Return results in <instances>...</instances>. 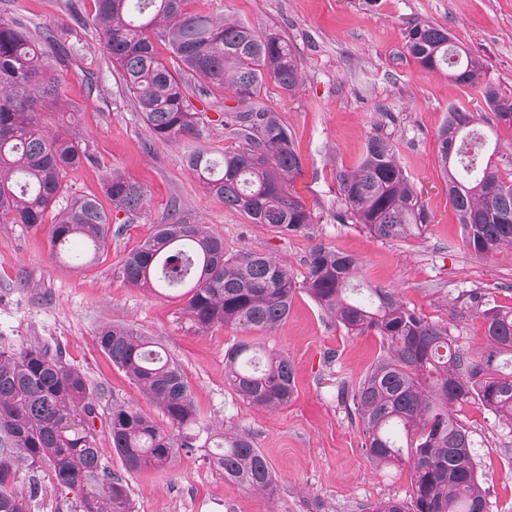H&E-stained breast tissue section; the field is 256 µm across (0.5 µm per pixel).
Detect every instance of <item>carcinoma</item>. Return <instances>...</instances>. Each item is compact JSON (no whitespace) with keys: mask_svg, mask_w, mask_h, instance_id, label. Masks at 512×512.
<instances>
[{"mask_svg":"<svg viewBox=\"0 0 512 512\" xmlns=\"http://www.w3.org/2000/svg\"><path fill=\"white\" fill-rule=\"evenodd\" d=\"M91 25L120 71L136 111L163 143L222 126L239 140L215 156L187 157L203 187L253 224L296 233L314 215L293 190L302 161L278 113L255 105L266 82L288 95L302 82L296 50L278 32L259 34L234 18L186 9L187 0H92ZM164 43L169 57L159 54ZM407 53L422 68L448 72L477 91L496 122L512 123V96L485 79L483 61L460 47L448 29L429 22L406 31ZM64 78L48 47L22 22L0 16V223L37 226L51 221V250L81 239L104 248L117 214L128 223L146 204L141 184L118 171L103 184L108 205L64 183L68 171L90 162L78 137L49 132L42 113L63 102ZM237 102L211 119L190 96L213 91ZM477 115L448 110L437 133L448 199L472 253L512 251V150L494 147ZM340 224H359L385 240L420 238L432 215L401 165L391 134L377 129L357 168L338 175ZM303 288L325 314L350 332L373 330L380 351L341 400L361 425L362 449L379 465H405L409 495L388 498L372 512H490L486 478L477 467L470 431L455 408L474 404L512 424V308L490 305L481 293L468 300L485 324V346H459L446 325L410 309L393 288H358L359 261L318 245L311 249ZM137 288L185 289L184 311L197 329L231 326L269 331L287 319L297 289L288 267L270 254L224 252V238L204 224L173 220L122 260ZM101 351L158 406L164 429L139 409L114 405L107 414L112 448L128 471L166 466L179 450L196 446L200 417L175 360L130 324L105 323ZM224 376L247 404L268 410L291 401L295 369L282 353L249 338L224 353ZM94 389L62 352L40 346L0 349V512H30L32 496L18 472H52L55 486L77 494L75 512H134L126 481L103 463L92 426ZM211 463L224 480L274 493L276 475L251 438L229 424L210 432Z\"/></svg>","mask_w":512,"mask_h":512,"instance_id":"carcinoma-1","label":"carcinoma"}]
</instances>
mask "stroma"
<instances>
[{
  "mask_svg": "<svg viewBox=\"0 0 512 512\" xmlns=\"http://www.w3.org/2000/svg\"><path fill=\"white\" fill-rule=\"evenodd\" d=\"M187 8L234 17L260 33L279 32L300 56L299 91L288 95L269 82L259 104L278 112L293 134L303 162L295 189L313 210L314 224L292 235L275 233L226 208L201 185L186 157L195 150L223 152L231 144L223 128L173 143L152 138L88 22L91 0H0L1 15L52 39L51 60L66 76L70 108L48 113V125L75 133L92 158L69 172L73 190L101 195L103 179L117 170L147 191L140 217L119 225L96 260L82 267L51 254L48 225L0 223V348H58L66 363L86 373L97 391V445L106 465L126 480L136 512H368L381 500L407 497V467L367 457L362 430L338 397L339 388L357 384L376 358L375 332L336 325L297 288L287 320L255 335L262 347L288 355L297 391L279 409L254 407L224 378V352L241 332L224 326L197 331L177 293L134 287L120 266L175 209L187 223L220 234L227 252L268 253L298 281L316 245L353 255L365 281L397 289L409 307L449 325L460 346L480 347L484 325L466 308V293L476 290L492 304L512 307V254L481 258L462 247L437 131L449 107L484 116L489 109L473 89L419 66L405 49V32L424 20L447 28L483 60L487 80L512 94V0H188ZM381 124L392 132L398 157L433 214L423 238L390 242L336 221L337 175L358 165ZM105 323L133 325L174 358L205 423L230 421L249 434L276 473L275 496L226 482L207 447L179 453L163 469L125 470L107 429L112 404L135 406L161 425L166 419L100 350L96 331ZM458 417L473 439L492 512H512V426L471 404ZM33 478L40 492L31 512H74L73 495L54 487L49 469L34 476L20 470L21 487Z\"/></svg>",
  "mask_w": 512,
  "mask_h": 512,
  "instance_id": "obj_1",
  "label": "stroma"
}]
</instances>
